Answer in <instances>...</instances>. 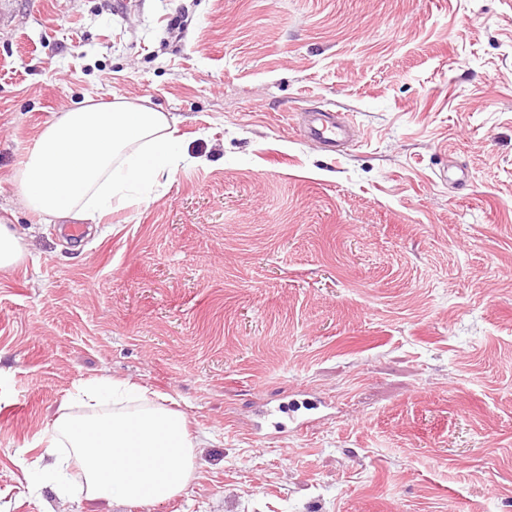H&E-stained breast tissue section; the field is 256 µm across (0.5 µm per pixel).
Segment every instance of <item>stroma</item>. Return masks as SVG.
<instances>
[{
	"instance_id": "35a3bbf8",
	"label": "stroma",
	"mask_w": 512,
	"mask_h": 512,
	"mask_svg": "<svg viewBox=\"0 0 512 512\" xmlns=\"http://www.w3.org/2000/svg\"><path fill=\"white\" fill-rule=\"evenodd\" d=\"M116 99L186 160L91 230L26 210L44 125ZM0 222V512H512V0H0ZM105 375L200 436L175 498L51 480ZM298 391L310 429L259 432ZM320 118L311 116L303 126L305 136L327 143L336 148V143H343L349 139L350 131L355 122L348 113L331 114V112L318 113ZM23 255L22 237L11 224H0V271L18 265Z\"/></svg>"
}]
</instances>
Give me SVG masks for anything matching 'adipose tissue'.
Returning <instances> with one entry per match:
<instances>
[{"mask_svg":"<svg viewBox=\"0 0 512 512\" xmlns=\"http://www.w3.org/2000/svg\"><path fill=\"white\" fill-rule=\"evenodd\" d=\"M179 142L176 119L122 99L67 110L41 129L17 169L20 201L40 215L100 224L128 201V187L171 172ZM79 403L81 413L53 425L59 486L75 465L99 499L157 503L184 490L199 445L184 413L131 379L89 382Z\"/></svg>","mask_w":512,"mask_h":512,"instance_id":"ef3b65f1","label":"adipose tissue"}]
</instances>
